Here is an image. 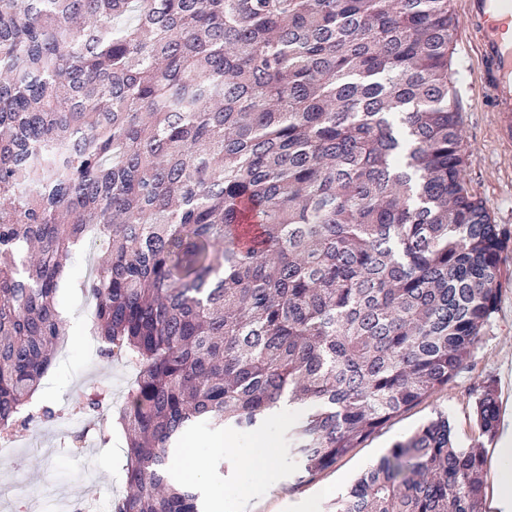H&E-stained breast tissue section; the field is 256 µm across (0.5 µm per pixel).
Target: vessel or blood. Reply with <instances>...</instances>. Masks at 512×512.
Returning a JSON list of instances; mask_svg holds the SVG:
<instances>
[{"label":"vessel or blood","mask_w":512,"mask_h":512,"mask_svg":"<svg viewBox=\"0 0 512 512\" xmlns=\"http://www.w3.org/2000/svg\"><path fill=\"white\" fill-rule=\"evenodd\" d=\"M465 26L480 37L479 85L501 115V133L512 137V43L503 34L512 25V0H465Z\"/></svg>","instance_id":"vessel-or-blood-1"}]
</instances>
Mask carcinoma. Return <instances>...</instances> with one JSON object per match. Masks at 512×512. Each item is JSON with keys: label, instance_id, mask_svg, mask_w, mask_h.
Masks as SVG:
<instances>
[{"label": "carcinoma", "instance_id": "1", "mask_svg": "<svg viewBox=\"0 0 512 512\" xmlns=\"http://www.w3.org/2000/svg\"><path fill=\"white\" fill-rule=\"evenodd\" d=\"M455 30L451 0H0V431L90 237L93 333L135 370L114 512H200L163 475L191 428L297 404L311 477L447 386L512 244L467 187ZM483 466L440 415L332 512H483Z\"/></svg>", "mask_w": 512, "mask_h": 512}]
</instances>
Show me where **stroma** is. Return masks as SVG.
Returning <instances> with one entry per match:
<instances>
[{
    "instance_id": "35a3bbf8",
    "label": "stroma",
    "mask_w": 512,
    "mask_h": 512,
    "mask_svg": "<svg viewBox=\"0 0 512 512\" xmlns=\"http://www.w3.org/2000/svg\"><path fill=\"white\" fill-rule=\"evenodd\" d=\"M454 91L464 113L463 144L468 155L466 179L471 191L482 197L495 221L512 230V144L499 136V118L491 112L477 83L478 56L465 26L454 36ZM101 248L83 245L75 250L65 274L69 288L59 296L64 313L91 325L94 302L84 285L100 261ZM498 309L482 329L471 358L452 382L417 405L389 420L336 465L312 480L295 477L296 464L280 452L281 419L274 418L260 430L232 438L215 430H196L185 436L171 462L167 477L174 484L192 483L200 494L201 512H243L233 489L254 486L263 496L261 512H306V502L318 497L327 507L345 491L364 469L387 455L393 446L434 418L448 416L461 445L479 444L484 450L485 512L493 507L497 490L498 437L480 435L476 426V389L492 384L500 413L512 411V251L501 265ZM66 353L57 354L44 377L36 399L59 410L55 419H41L39 446H30L27 427H16L15 445L0 457V512H17L21 486H51L52 496L41 501L43 512H72V503L82 498L92 506L105 507L127 491L124 472L126 441L116 419L134 379L124 364L102 357L96 336L70 333ZM100 391L110 399L97 415L79 413L86 394ZM88 432L91 443L73 454L67 439ZM275 454L266 477L244 469L257 442Z\"/></svg>"
}]
</instances>
